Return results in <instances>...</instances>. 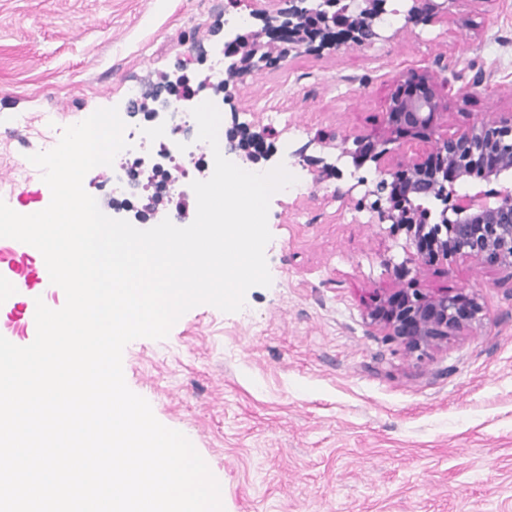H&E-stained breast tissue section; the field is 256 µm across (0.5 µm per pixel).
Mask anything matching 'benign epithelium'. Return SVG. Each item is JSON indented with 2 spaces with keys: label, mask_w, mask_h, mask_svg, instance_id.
<instances>
[{
  "label": "benign epithelium",
  "mask_w": 512,
  "mask_h": 512,
  "mask_svg": "<svg viewBox=\"0 0 512 512\" xmlns=\"http://www.w3.org/2000/svg\"><path fill=\"white\" fill-rule=\"evenodd\" d=\"M407 22L418 24L446 19L458 0H411ZM272 14L254 9L251 15L262 22L249 37L224 29L226 74L233 80L251 75L259 64L270 60L286 62L303 53L318 55L325 50L362 47L384 35L382 17L387 0H278ZM190 84L185 74L164 77L161 83L168 97L151 95L154 106L133 100L130 113L156 112L170 100L189 102L182 89ZM442 97L437 74L429 70L410 71L393 92L382 131L375 139L357 136L358 157L375 163L379 172L366 187L358 203L370 201L369 209L389 232L405 235L409 262L420 267L459 258L472 260L483 268L512 270V112H493L486 119L451 136L439 133ZM269 133L250 132L232 126L227 130L230 151L254 164L270 155ZM404 138L428 145V149L387 168V145ZM299 161L320 167L315 181L339 175L337 167L324 158L298 152ZM480 168L488 181L502 184L490 193L459 195L456 186ZM439 201L443 209L439 222L421 223L430 213L429 205ZM453 218H448V214ZM410 268L396 267L398 287L377 291L367 310L370 323L387 339L419 357L448 345V340L481 323L483 307L474 296L446 290L414 288L408 279Z\"/></svg>",
  "instance_id": "benign-epithelium-1"
}]
</instances>
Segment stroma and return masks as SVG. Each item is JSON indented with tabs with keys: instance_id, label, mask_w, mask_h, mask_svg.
I'll use <instances>...</instances> for the list:
<instances>
[{
	"instance_id": "obj_1",
	"label": "stroma",
	"mask_w": 512,
	"mask_h": 512,
	"mask_svg": "<svg viewBox=\"0 0 512 512\" xmlns=\"http://www.w3.org/2000/svg\"><path fill=\"white\" fill-rule=\"evenodd\" d=\"M408 7L389 0L391 40L230 84L223 128L272 126L262 167L284 163L296 178L269 203L272 282L239 312L196 306L166 338L123 351L128 387L188 436L224 512H512V272L460 259L418 274V287L476 296L484 317L442 349L406 353L366 315L376 289L395 287L405 239L335 197L361 196L375 165L314 143L339 128L377 132L413 68L444 82L442 133L512 112V0H457L449 20L415 26ZM246 11L229 0H0V199L18 212L49 205L40 174L13 181L42 115L65 128L99 108L126 113L127 84L147 94L179 69L212 96L202 56ZM303 147L340 178L318 183L285 161ZM0 277L21 283L0 304V335L29 344L26 297L58 309L65 296L42 287L32 248L21 265L0 261Z\"/></svg>"
}]
</instances>
